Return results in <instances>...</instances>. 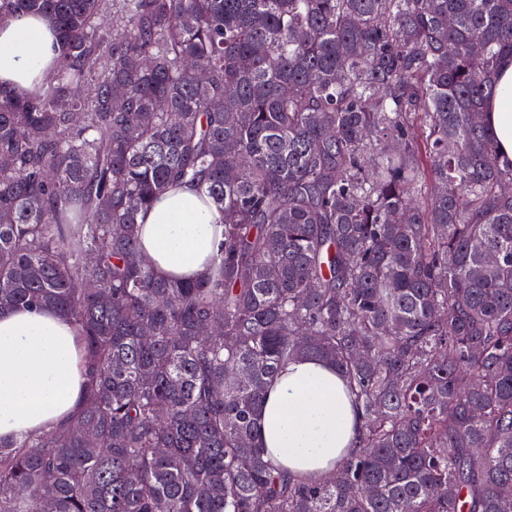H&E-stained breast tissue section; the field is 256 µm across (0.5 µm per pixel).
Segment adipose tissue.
Returning <instances> with one entry per match:
<instances>
[{"instance_id": "1", "label": "adipose tissue", "mask_w": 512, "mask_h": 512, "mask_svg": "<svg viewBox=\"0 0 512 512\" xmlns=\"http://www.w3.org/2000/svg\"><path fill=\"white\" fill-rule=\"evenodd\" d=\"M58 44L41 16L0 19V85L19 92L47 82ZM486 123L512 157V61L498 72ZM215 209L190 184L169 189L139 216L141 244L154 272L203 279L223 240ZM82 348L70 320L48 308L0 312V439L19 441L63 426L83 403ZM359 414L343 379L311 358L290 361L274 377L257 414L259 444L280 468L325 478L352 449Z\"/></svg>"}]
</instances>
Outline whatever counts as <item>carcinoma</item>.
I'll use <instances>...</instances> for the list:
<instances>
[{
    "label": "carcinoma",
    "instance_id": "obj_1",
    "mask_svg": "<svg viewBox=\"0 0 512 512\" xmlns=\"http://www.w3.org/2000/svg\"><path fill=\"white\" fill-rule=\"evenodd\" d=\"M20 13L59 55L0 87V310L66 315L86 390L0 440V512H512V158L484 121L512 0H0ZM183 181L224 224L205 280L141 253ZM301 357L361 413L319 483L258 445Z\"/></svg>",
    "mask_w": 512,
    "mask_h": 512
}]
</instances>
